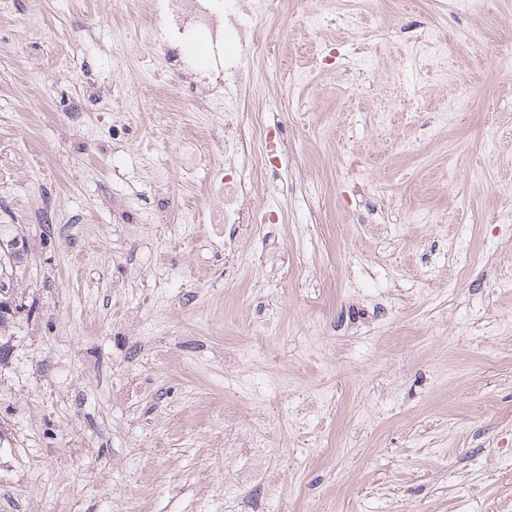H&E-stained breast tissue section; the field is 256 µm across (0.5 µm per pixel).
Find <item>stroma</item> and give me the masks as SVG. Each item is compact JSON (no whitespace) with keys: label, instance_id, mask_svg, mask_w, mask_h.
I'll use <instances>...</instances> for the list:
<instances>
[{"label":"stroma","instance_id":"35a3bbf8","mask_svg":"<svg viewBox=\"0 0 512 512\" xmlns=\"http://www.w3.org/2000/svg\"><path fill=\"white\" fill-rule=\"evenodd\" d=\"M282 10L277 216L243 240L206 222L216 113H174L164 154L153 116L113 125L114 54L132 88L161 58L98 0L0 6V224L29 246L0 512H512V0ZM436 23L444 74L408 52ZM331 49L366 70L313 69Z\"/></svg>","mask_w":512,"mask_h":512}]
</instances>
